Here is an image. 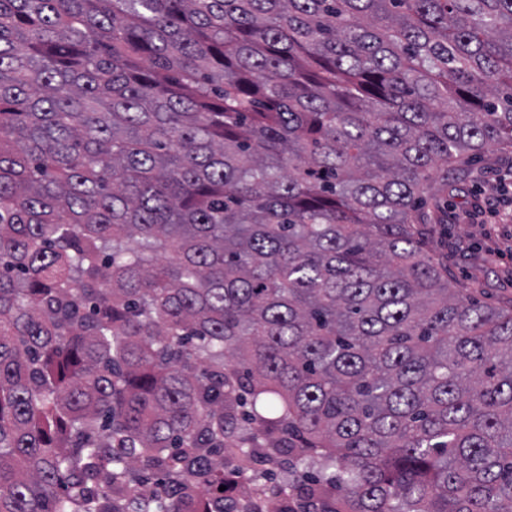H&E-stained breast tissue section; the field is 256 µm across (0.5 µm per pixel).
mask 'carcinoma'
Returning a JSON list of instances; mask_svg holds the SVG:
<instances>
[{"label": "carcinoma", "mask_w": 512, "mask_h": 512, "mask_svg": "<svg viewBox=\"0 0 512 512\" xmlns=\"http://www.w3.org/2000/svg\"><path fill=\"white\" fill-rule=\"evenodd\" d=\"M500 146L512 0H0V512H512ZM509 168L502 181L512 179V148L448 171V225L431 224V245L446 256L452 282L493 305L512 301V190L495 218L485 203Z\"/></svg>", "instance_id": "obj_1"}]
</instances>
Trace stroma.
<instances>
[{"label": "stroma", "instance_id": "stroma-1", "mask_svg": "<svg viewBox=\"0 0 512 512\" xmlns=\"http://www.w3.org/2000/svg\"><path fill=\"white\" fill-rule=\"evenodd\" d=\"M512 167V148L487 153L448 174V221L432 227L431 244L447 258L454 282L493 304L512 303V203L489 217L497 175Z\"/></svg>", "mask_w": 512, "mask_h": 512}]
</instances>
